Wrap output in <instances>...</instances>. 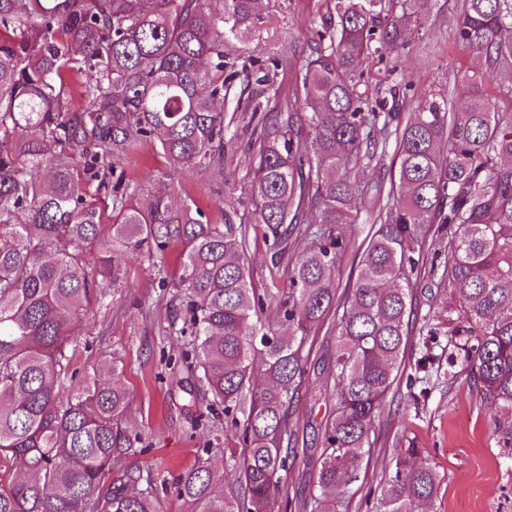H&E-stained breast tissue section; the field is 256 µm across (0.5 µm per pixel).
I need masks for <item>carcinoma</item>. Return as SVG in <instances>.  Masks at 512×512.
<instances>
[{"mask_svg":"<svg viewBox=\"0 0 512 512\" xmlns=\"http://www.w3.org/2000/svg\"><path fill=\"white\" fill-rule=\"evenodd\" d=\"M293 0H0V456L27 479L0 478V512H156L151 478L129 473L102 492L132 441L117 357L81 382L73 327L101 284L127 261L162 263L180 249L179 362L208 396L199 416L224 435L184 471L175 494L191 512H336L330 494L358 481L375 421L407 347L417 246L448 237L455 304L448 364L490 409L496 447L512 457V0H456V111L433 85L403 122L371 71L428 0H328L336 17L308 40L303 61L266 52L271 16ZM291 89L280 95L279 72ZM492 74L509 76L494 92ZM88 76L74 99L75 79ZM261 123L248 184L255 223L301 251L254 283L246 222L234 207L216 224L177 190L153 193L116 165L145 141L171 170L224 169V141ZM395 145L397 176L370 186L378 228L342 296L330 283L357 224L366 169ZM275 306V317L262 315ZM334 316L336 359L325 377L336 414L326 425L315 492L291 500L292 408L309 384L308 340ZM224 449V468L211 466ZM394 459L376 512H429L440 484Z\"/></svg>","mask_w":512,"mask_h":512,"instance_id":"carcinoma-1","label":"carcinoma"}]
</instances>
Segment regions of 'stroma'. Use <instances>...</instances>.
<instances>
[{"label":"stroma","instance_id":"1","mask_svg":"<svg viewBox=\"0 0 512 512\" xmlns=\"http://www.w3.org/2000/svg\"><path fill=\"white\" fill-rule=\"evenodd\" d=\"M325 0H293L285 18L274 19L282 32L275 46L285 58H301L323 18ZM455 23V0H430L425 14L412 26V49L399 61L398 71L417 89L433 84H453L459 63L466 55L448 46L445 39ZM251 132H239L225 148L224 169L171 172L154 146L145 144L120 161L128 179L146 175H172L201 209L222 222L224 209L237 205L250 179ZM434 264H423L415 286L418 317L446 308L448 289L440 287V273L448 263V241L428 240ZM174 258L164 269L130 261L121 287H106L86 321L78 324L72 343V366L89 369L102 354L116 355L123 364L121 382L129 393L125 423L139 438V450L112 472L150 473L156 481H173L194 466L199 450L212 434L207 422L198 420L191 400H203L192 377L178 362L181 340L170 332L178 301L173 289L161 286L172 274ZM337 332L328 323L312 342L309 386L303 391L292 417L298 436V460L285 480L289 496L304 497L313 490L319 468L320 446L327 421L336 412V399L326 391L324 373L335 360ZM451 338L416 331L405 351L403 374L385 399L376 422L375 442L358 482L342 498L336 512H374L370 489L392 472L391 459L399 449H420V458L435 467L440 486L432 512H512V459L504 457L490 437L486 408L468 395L466 376H453L448 367ZM433 356L423 383L408 385L420 358Z\"/></svg>","mask_w":512,"mask_h":512}]
</instances>
